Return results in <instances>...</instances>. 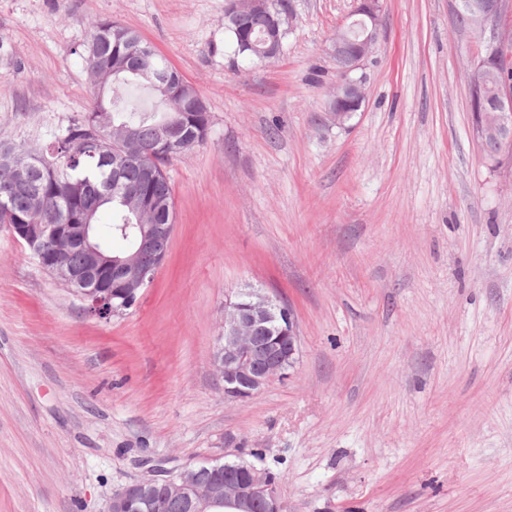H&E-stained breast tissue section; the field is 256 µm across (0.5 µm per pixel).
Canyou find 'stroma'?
<instances>
[{
	"label": "stroma",
	"instance_id": "stroma-1",
	"mask_svg": "<svg viewBox=\"0 0 512 512\" xmlns=\"http://www.w3.org/2000/svg\"><path fill=\"white\" fill-rule=\"evenodd\" d=\"M225 0H0V140L91 111L111 19L205 99L167 175L174 228L108 320L0 226V512H108L151 465L234 448L288 512H512V159L472 126L479 51L452 0H384L366 102L327 117L352 0H290L280 59L234 57ZM294 312L288 376L229 400L212 364L243 288Z\"/></svg>",
	"mask_w": 512,
	"mask_h": 512
}]
</instances>
